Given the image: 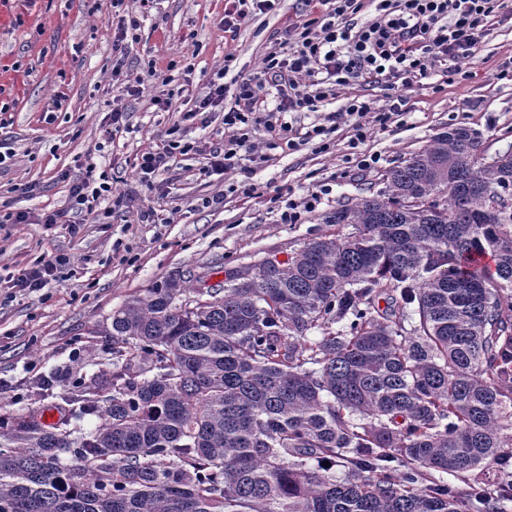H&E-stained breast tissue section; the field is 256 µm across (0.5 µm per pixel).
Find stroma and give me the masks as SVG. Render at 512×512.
<instances>
[{
	"mask_svg": "<svg viewBox=\"0 0 512 512\" xmlns=\"http://www.w3.org/2000/svg\"><path fill=\"white\" fill-rule=\"evenodd\" d=\"M139 12L138 41L120 58L112 48L117 26L122 16ZM303 12V0H278L274 11L256 15L230 40L224 0H155L146 13L140 0L111 10L94 0H17L10 22L0 27V70L14 77L0 95L10 105L0 112V141L12 151L0 165V210H63L68 221L0 224L1 418L31 409L61 417L60 393L75 390L111 359L112 312L128 296L167 278L209 288L261 259L287 261L311 239L336 234L337 225L324 223V216L384 190L385 171L448 126L473 130L486 154L512 150V82L495 75L498 65L512 61V0H505L503 21L486 32L476 58L460 64L467 80H449L441 64L408 89L374 83L337 90L325 111H344L358 93L393 111L387 126H369L363 142H354L351 126L343 125L329 133V151L312 142L279 147L261 166L246 163L207 177L199 173L203 156L178 154L160 187L141 186L137 158L159 145L176 118L158 111L152 97L172 91L179 102H193L229 53L240 76L253 75L283 23ZM116 64L139 94L124 100L128 129L109 140L102 125ZM371 154L379 163L361 169ZM88 158L107 174L113 193L125 196L111 217L98 221L81 213L69 192ZM323 182L332 191L314 212L296 224L281 222L274 196L299 200ZM216 195L223 203L201 207L202 198ZM148 209L158 223L142 222ZM54 257L65 263L64 280L36 291L10 287L38 260ZM42 379L53 394L31 402L29 391Z\"/></svg>",
	"mask_w": 512,
	"mask_h": 512,
	"instance_id": "obj_1",
	"label": "stroma"
}]
</instances>
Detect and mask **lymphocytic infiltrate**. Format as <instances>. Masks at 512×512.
<instances>
[{
    "label": "lymphocytic infiltrate",
    "instance_id": "f902f5d3",
    "mask_svg": "<svg viewBox=\"0 0 512 512\" xmlns=\"http://www.w3.org/2000/svg\"><path fill=\"white\" fill-rule=\"evenodd\" d=\"M305 17L286 23L282 33L288 50H271L262 59L260 72L251 78L232 77L234 55L211 77L203 95L187 110H176L172 99L153 98L164 112L177 118L157 149L143 153L137 164L139 181L153 186L169 169L175 154L200 152L198 142L187 134L201 114L224 113V144L209 149L206 172L235 169L242 159L261 164L267 157L255 144L265 133L270 146L295 149L298 142H310L325 135L328 126L351 123L356 141L366 137L368 123L387 125L388 112L376 109L362 95L350 98L344 111L330 112L323 123L307 129L285 121L291 112H314L338 87L355 82L383 81L390 88H409L426 78L439 63L475 58L484 33L498 19L501 0H376L374 14L361 26H354L367 0H306ZM278 94L275 109H268L266 86ZM112 186L94 164H86L82 176L70 187L76 204L88 215H96V202L108 199Z\"/></svg>",
    "mask_w": 512,
    "mask_h": 512
}]
</instances>
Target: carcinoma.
<instances>
[{
    "mask_svg": "<svg viewBox=\"0 0 512 512\" xmlns=\"http://www.w3.org/2000/svg\"><path fill=\"white\" fill-rule=\"evenodd\" d=\"M384 180L249 285L112 311L102 404L0 420V512H504L441 475L512 495V164L450 126Z\"/></svg>",
    "mask_w": 512,
    "mask_h": 512,
    "instance_id": "obj_1",
    "label": "carcinoma"
}]
</instances>
